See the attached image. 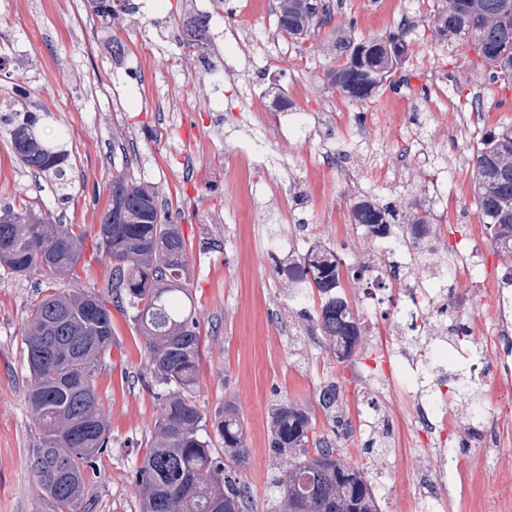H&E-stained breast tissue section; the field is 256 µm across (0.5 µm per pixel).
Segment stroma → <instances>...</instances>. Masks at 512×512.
<instances>
[{
  "mask_svg": "<svg viewBox=\"0 0 512 512\" xmlns=\"http://www.w3.org/2000/svg\"><path fill=\"white\" fill-rule=\"evenodd\" d=\"M129 2L132 11L106 26L89 0H0V113L16 108L14 87L23 85L29 104L51 114L41 134L64 145L70 183L64 200L49 184L36 182L16 160L9 131L0 123V207L30 206L54 223L83 230L80 279L61 281V288L93 289L111 299V267L96 258L92 241L111 202L112 177L122 172L154 186L184 231L197 318L208 337L194 399L207 414L228 399L239 407L250 457L235 474L256 512H269V482L282 466L269 448V405L315 404L329 382L338 385L351 418L370 412L378 418L375 428L339 437L337 446L375 479L379 512H425L422 458L433 448L447 451L451 489L487 469L512 470V440L493 456L481 457L476 435L482 425L469 422L460 403L452 405L458 426L425 439L414 426L413 397L388 386L396 362L406 358L411 366L404 374L413 379L414 391H427L429 381H415L413 365L434 360L437 346H451L459 329L477 333L491 317L488 303L474 297L479 281L512 275L479 216L471 181L456 190V219L440 225L434 260L382 252L351 222L360 199L383 206L423 200L442 180L437 161L448 155L453 119L431 113L434 84L458 86L466 100L486 89L500 100L479 119L476 137L460 141L465 170L472 167L477 136L495 124L512 123V85L493 80L473 49L453 52L434 41L429 18L422 17L407 39V62L391 84L362 102L329 88L328 74L340 64L337 32L357 41L387 36L415 0H322L332 24L302 41L281 38L285 54L271 57L260 45H224L225 15L239 14L246 33L266 21L264 11L244 8L243 0ZM199 7L214 18L201 47L188 43L182 29L185 16ZM223 49L229 52V75L198 86L189 67ZM424 57L435 66L430 82L415 71ZM253 89H285L298 96L304 116L266 117L270 126L295 128L288 143L272 135L258 139L245 124ZM408 142L429 155V163L404 155ZM285 171L297 183L286 220L275 195L255 197L249 191L252 182ZM476 237L483 246L479 263L468 255ZM275 239L288 240L299 252L320 241L346 264H370L361 279L342 280L365 326V354L340 364L327 351L312 304L290 298L276 272L268 249ZM394 267L400 279L387 281ZM417 279L458 301L449 315L431 318L439 340L412 331L397 314ZM47 289L36 277L0 268V512H52L50 501L37 496L25 464L40 438L26 401L23 330L30 306ZM112 327V353L96 378L111 441L96 459L76 512H140L131 474L160 413L143 338L120 312H113ZM476 342L484 344V336L477 333ZM497 368L494 352L486 351L441 363L438 372L448 386L479 387L487 418L512 420V392L481 387Z\"/></svg>",
  "mask_w": 512,
  "mask_h": 512,
  "instance_id": "1",
  "label": "stroma"
}]
</instances>
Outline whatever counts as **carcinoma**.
<instances>
[{"label": "carcinoma", "mask_w": 512, "mask_h": 512, "mask_svg": "<svg viewBox=\"0 0 512 512\" xmlns=\"http://www.w3.org/2000/svg\"><path fill=\"white\" fill-rule=\"evenodd\" d=\"M432 32L436 40L474 47L492 77L512 84V0H439ZM104 24L116 17L119 0H90ZM280 33L302 40L331 20L318 0H276ZM404 36L354 43L336 40L344 65L331 71L336 88L363 101L383 87L405 59ZM51 113L26 108L0 120L10 131L14 153L31 172L54 183L66 196L67 154L38 133ZM477 208L491 231L497 252L512 256V123L487 131L472 154ZM354 223L369 236L404 224L410 246L433 256L439 234L430 212L415 199L402 211L361 201ZM101 223L112 224L109 237L98 236L101 255L112 269L116 308L145 341L154 384L162 388L153 440L135 470L142 512H252L245 487L232 468L249 457L244 420L234 403L209 417L193 400L201 365V332L189 288L190 265L181 225L163 214L155 188L123 174L112 178L111 204ZM84 235L52 224L32 207L0 210V267L52 284L78 278ZM358 278L370 266L343 268L338 254L313 245L277 262L297 301L320 300L317 328L343 363L361 346V324L342 291L343 271ZM112 315L95 291H64L44 296L29 310L23 344L29 371L27 402L40 427L41 443L26 459L37 494L51 500L54 512H74L87 467L108 448L110 426L99 402L95 380L99 364L111 354ZM317 405L333 428L353 432L330 382ZM315 410L279 401L268 411L269 448L284 459L272 483L271 512H378V500L364 467L346 461L340 449L315 431ZM224 445L214 456L210 433Z\"/></svg>", "instance_id": "cac0c4a2"}]
</instances>
